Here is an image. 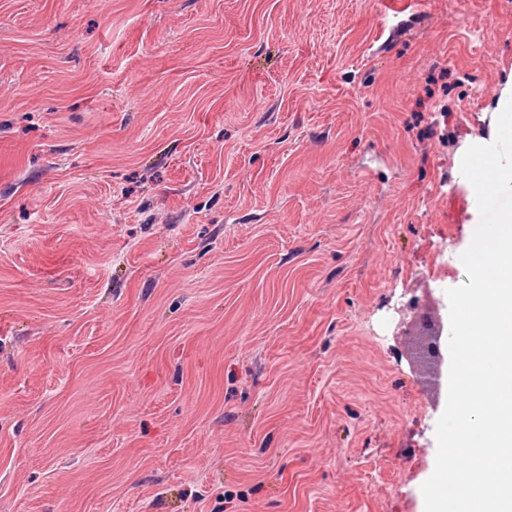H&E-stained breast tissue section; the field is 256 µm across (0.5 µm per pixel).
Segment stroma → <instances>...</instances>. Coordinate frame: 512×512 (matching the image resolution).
I'll return each instance as SVG.
<instances>
[{"mask_svg":"<svg viewBox=\"0 0 512 512\" xmlns=\"http://www.w3.org/2000/svg\"><path fill=\"white\" fill-rule=\"evenodd\" d=\"M511 95L512 0H0V512H424ZM442 331H440V325L434 332L433 336L429 339L428 343L423 347L422 353L424 357L433 365L435 372L433 375V384L437 389L441 386L442 377V366L445 361L444 354L441 346Z\"/></svg>","mask_w":512,"mask_h":512,"instance_id":"stroma-1","label":"stroma"}]
</instances>
